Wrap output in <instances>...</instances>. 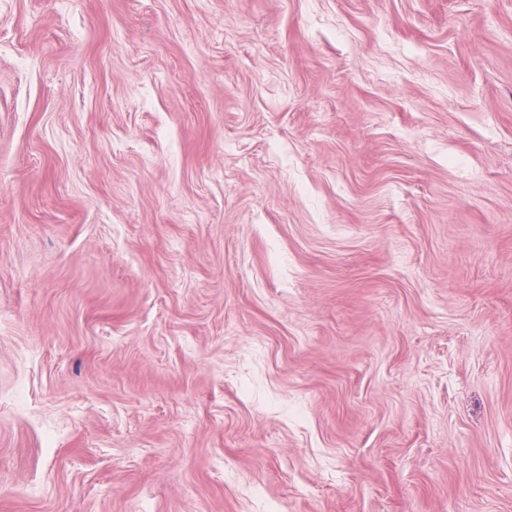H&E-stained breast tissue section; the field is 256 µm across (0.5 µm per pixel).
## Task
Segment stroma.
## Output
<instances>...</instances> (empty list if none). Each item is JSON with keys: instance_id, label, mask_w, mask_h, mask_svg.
Wrapping results in <instances>:
<instances>
[{"instance_id": "stroma-1", "label": "stroma", "mask_w": 512, "mask_h": 512, "mask_svg": "<svg viewBox=\"0 0 512 512\" xmlns=\"http://www.w3.org/2000/svg\"><path fill=\"white\" fill-rule=\"evenodd\" d=\"M0 512H512V0H0Z\"/></svg>"}]
</instances>
